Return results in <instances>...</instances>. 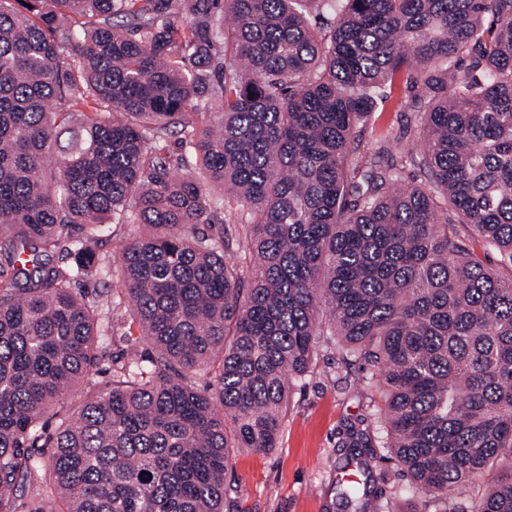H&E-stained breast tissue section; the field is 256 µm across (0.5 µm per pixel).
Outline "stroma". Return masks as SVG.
Wrapping results in <instances>:
<instances>
[{
	"instance_id": "1",
	"label": "stroma",
	"mask_w": 512,
	"mask_h": 512,
	"mask_svg": "<svg viewBox=\"0 0 512 512\" xmlns=\"http://www.w3.org/2000/svg\"><path fill=\"white\" fill-rule=\"evenodd\" d=\"M383 107L371 137L412 142L411 95L394 89ZM368 378L367 370L345 363L337 348L320 345L311 371L291 391L275 448L231 455L224 482L234 491V512H331L328 490L341 442L350 427L375 424L378 394ZM372 466L384 499L404 512H422L424 495L394 463L376 458Z\"/></svg>"
}]
</instances>
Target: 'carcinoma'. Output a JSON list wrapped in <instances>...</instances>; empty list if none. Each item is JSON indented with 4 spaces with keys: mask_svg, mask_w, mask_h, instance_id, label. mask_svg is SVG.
<instances>
[{
    "mask_svg": "<svg viewBox=\"0 0 512 512\" xmlns=\"http://www.w3.org/2000/svg\"><path fill=\"white\" fill-rule=\"evenodd\" d=\"M402 84L415 140L363 148ZM456 224L512 263V0H0V512H229L323 336L381 378L343 512L375 446L433 502L495 467L444 512H512V278ZM138 231L137 224H108L105 226L104 231H101V235H110V240L101 247L103 252L109 254L118 255L121 247L129 241ZM455 230L460 236L475 240L474 249L478 258L487 267L493 269L498 276L504 279H508L512 276V266H510L507 261L501 259L497 250L476 240L469 225L456 224ZM135 348L134 346H130V344L119 343L113 344L109 347V356L105 358L104 361L99 365L100 371L97 375L93 377V383L98 384L101 382H105L108 380V369L112 365V360L116 361H124L127 356L130 355L131 349Z\"/></svg>",
    "mask_w": 512,
    "mask_h": 512,
    "instance_id": "cac0c4a2",
    "label": "carcinoma"
}]
</instances>
